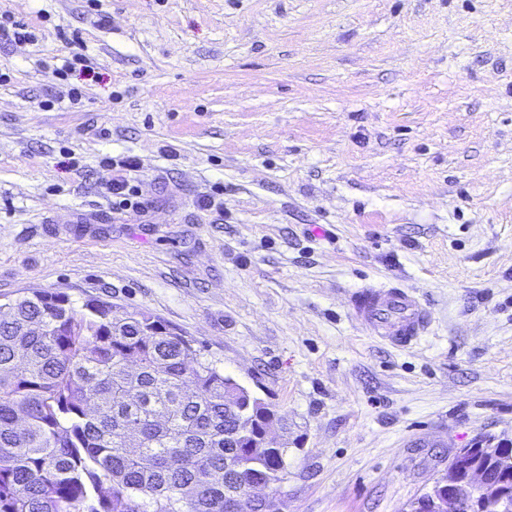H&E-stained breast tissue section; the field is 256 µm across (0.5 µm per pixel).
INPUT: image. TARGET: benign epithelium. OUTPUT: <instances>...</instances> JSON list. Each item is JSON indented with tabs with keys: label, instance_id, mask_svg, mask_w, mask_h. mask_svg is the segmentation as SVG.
Here are the masks:
<instances>
[{
	"label": "benign epithelium",
	"instance_id": "obj_1",
	"mask_svg": "<svg viewBox=\"0 0 512 512\" xmlns=\"http://www.w3.org/2000/svg\"><path fill=\"white\" fill-rule=\"evenodd\" d=\"M483 458L496 459L501 469L512 471L511 457L487 442L477 441L455 453L446 472L423 493L417 505H428L433 512H512V497L490 481L479 465Z\"/></svg>",
	"mask_w": 512,
	"mask_h": 512
}]
</instances>
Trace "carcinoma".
Masks as SVG:
<instances>
[{"instance_id":"cac0c4a2","label":"carcinoma","mask_w":512,"mask_h":512,"mask_svg":"<svg viewBox=\"0 0 512 512\" xmlns=\"http://www.w3.org/2000/svg\"><path fill=\"white\" fill-rule=\"evenodd\" d=\"M0 315V512H267V406L145 311L40 292Z\"/></svg>"}]
</instances>
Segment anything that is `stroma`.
I'll list each match as a JSON object with an SVG mask.
<instances>
[{"mask_svg": "<svg viewBox=\"0 0 512 512\" xmlns=\"http://www.w3.org/2000/svg\"><path fill=\"white\" fill-rule=\"evenodd\" d=\"M4 12L37 39L0 45L1 303L98 298L192 337L276 413L277 512H406L458 449L512 447V0ZM61 26L91 69L49 110ZM106 155L137 159L147 213L113 212ZM371 282L426 300L416 344L352 319Z\"/></svg>", "mask_w": 512, "mask_h": 512, "instance_id": "35a3bbf8", "label": "stroma"}]
</instances>
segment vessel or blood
I'll list each match as a JSON object with an SVG mask.
<instances>
[{"label": "vessel or blood", "mask_w": 512, "mask_h": 512, "mask_svg": "<svg viewBox=\"0 0 512 512\" xmlns=\"http://www.w3.org/2000/svg\"><path fill=\"white\" fill-rule=\"evenodd\" d=\"M349 310L369 334L396 347L418 341L431 323L427 304L413 291L396 286L370 283L357 288Z\"/></svg>", "instance_id": "1"}]
</instances>
